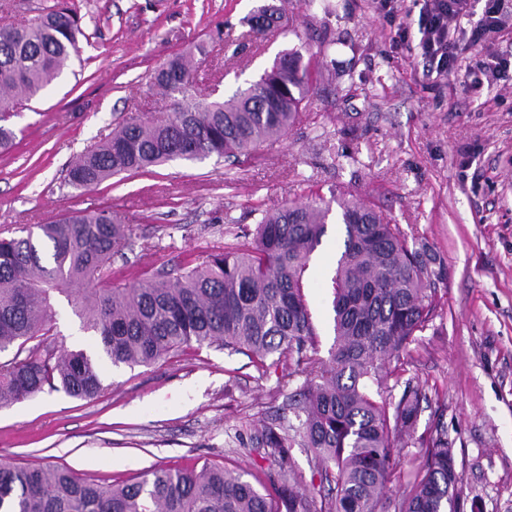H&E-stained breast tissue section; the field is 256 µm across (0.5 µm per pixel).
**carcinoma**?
<instances>
[{
	"label": "carcinoma",
	"instance_id": "obj_1",
	"mask_svg": "<svg viewBox=\"0 0 512 512\" xmlns=\"http://www.w3.org/2000/svg\"><path fill=\"white\" fill-rule=\"evenodd\" d=\"M80 17L55 6L0 28V149L16 133L6 114L55 80L79 55ZM197 44L172 55L154 84L172 99L161 122L131 121L86 150L68 173L89 187L125 172L175 159L249 157L278 143L312 92L310 62L300 48L282 52L275 71L227 101L196 89ZM343 250L330 278L334 343L319 356L305 273L327 232L330 204L307 202L265 212L233 249L191 255L170 272H153L147 253L131 278L116 280L112 257L130 246L133 228L106 210L61 214L37 231L0 227V407L62 390L91 399L104 390L98 360L148 366L183 348L217 345L258 365L274 357L305 382L286 410L251 436L277 466L273 491L215 464L155 468L123 484L78 478L65 466L0 463V512H381L399 464L402 434L415 429L421 391L398 401L376 398L386 366L399 359L437 310L430 247L409 244L398 225L356 196L336 200ZM52 246L44 260L42 243ZM64 295L101 353L67 350L54 340L53 301ZM295 448L311 454L326 493L299 487L284 464ZM395 512H458L461 482L448 443L438 442Z\"/></svg>",
	"mask_w": 512,
	"mask_h": 512
}]
</instances>
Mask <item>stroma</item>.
Wrapping results in <instances>:
<instances>
[{"label": "stroma", "mask_w": 512, "mask_h": 512, "mask_svg": "<svg viewBox=\"0 0 512 512\" xmlns=\"http://www.w3.org/2000/svg\"><path fill=\"white\" fill-rule=\"evenodd\" d=\"M69 2L87 38L70 68L11 120L17 143L0 152V225L108 210L134 228L112 261L122 276L145 250L155 269L170 271L187 254L233 248L262 211L315 193L348 189L375 203L435 257L437 314L383 385L395 398L407 380L426 394L390 497L409 493L431 442L441 440L461 474L460 512H512V29L472 55L505 64L500 81L476 91L461 71L442 83L428 76L414 0L395 13L382 0H274L283 27L264 37L246 20L266 0ZM200 43L208 53L198 88L221 97L282 51L308 49L314 89L300 123L248 158L174 160L89 188L69 184L72 161L122 122L167 119L171 99L151 76ZM341 240V225L329 224L308 270L323 353L334 339L325 283ZM53 310L68 349L97 352L65 296ZM99 369L105 389L94 399L53 391L0 408V462L64 465L109 484L210 463L263 483L269 463L245 439L304 381L215 346L135 368L103 357Z\"/></svg>", "instance_id": "35a3bbf8"}]
</instances>
